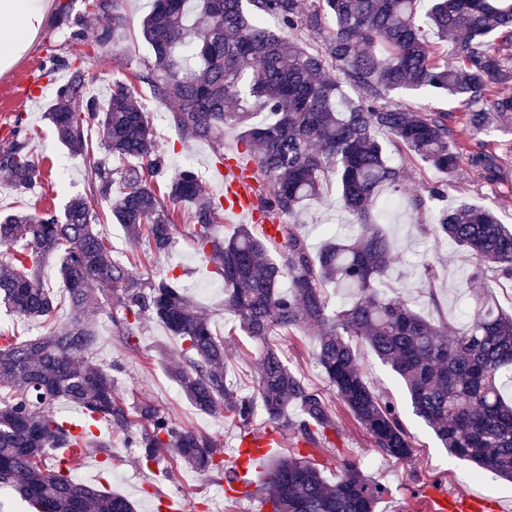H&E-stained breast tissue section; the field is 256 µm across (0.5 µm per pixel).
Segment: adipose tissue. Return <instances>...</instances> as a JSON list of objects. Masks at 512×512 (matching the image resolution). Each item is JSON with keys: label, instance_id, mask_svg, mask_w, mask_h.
I'll list each match as a JSON object with an SVG mask.
<instances>
[{"label": "adipose tissue", "instance_id": "obj_1", "mask_svg": "<svg viewBox=\"0 0 512 512\" xmlns=\"http://www.w3.org/2000/svg\"><path fill=\"white\" fill-rule=\"evenodd\" d=\"M44 0H0V15L9 26L0 29V67L8 68L25 50L44 18Z\"/></svg>", "mask_w": 512, "mask_h": 512}]
</instances>
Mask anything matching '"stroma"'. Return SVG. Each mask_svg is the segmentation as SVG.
Returning a JSON list of instances; mask_svg holds the SVG:
<instances>
[{"mask_svg": "<svg viewBox=\"0 0 512 512\" xmlns=\"http://www.w3.org/2000/svg\"><path fill=\"white\" fill-rule=\"evenodd\" d=\"M87 0H48L44 21L23 54L7 69L0 70V141L11 136L15 120L36 132L37 151L44 159L47 176L32 188L25 200L37 205L56 204L64 207L74 196L82 194L87 185L88 160L71 154L55 139L44 112L55 95L56 81L42 77L41 63L49 54L66 51L64 34L53 25L59 6H66L70 15L83 14ZM151 8V0H121L120 12L124 27L109 51L89 61L91 70L122 75L136 69L149 52L140 35L142 18ZM503 157V169L496 183L489 184L468 165H461L453 176L433 170L417 162H406L405 155L389 148L392 162L404 163L405 189L400 195L402 206L396 209L384 226L394 243L392 262L378 288L386 293L398 292L412 299L422 315L436 318L444 315L454 325H461L458 300L466 279L476 261L469 252L420 234L416 220L434 221L437 205L422 212L409 210L407 202L415 190L426 183L447 186L448 205L469 202L493 210L502 224L512 226V134L497 132L489 136ZM170 170L193 163L202 174L209 191L222 195L224 186L212 175L213 154L208 143L195 142L187 148L168 151ZM0 182V211L18 209L21 200ZM301 232L311 251H318L331 233L341 231L345 214L340 202L337 183H329L324 193L307 201L299 215ZM105 232L112 245V255L124 259L138 253L144 269L157 275L174 274L188 295L210 316L214 328L225 340L229 356L227 380L242 393H250L256 377V360L263 347L261 341L236 330L231 315L224 310V286L211 274L212 266L200 258L192 245L190 225L177 224L168 252L155 254L147 242L132 244L121 225H106ZM433 264L437 270L435 289L441 307L433 309L419 276L423 264ZM277 345L289 367L310 385L329 391L330 386L315 358L317 339L304 330L287 336H275ZM178 340L159 322L146 321L137 351L124 349L113 334L108 321H99L97 338L92 351L97 361L113 365L118 390L126 401L144 399L153 402L175 423L213 437L225 451H232L238 432L223 413L204 414L183 395L177 383L165 370L164 354L176 352ZM360 364L366 380L395 402L413 441V458L400 461L383 455L373 445L370 436L346 412L336 414L334 448L314 451L311 459L328 480H336L343 460L360 462L365 473L387 490L377 512H423L425 504L417 500L420 489L438 487L454 498L479 497L495 502L501 512H512V483L491 473H475L465 461L450 458L424 423L412 413L409 396L399 377L383 363L369 347L360 350ZM96 435L112 451L111 467H104L103 456L94 453L71 473L75 480L124 495L137 512H157L159 499L186 495L195 503L194 512H214V505L224 499V482L203 476L173 462L161 466H140L127 448L122 434L110 424L99 423Z\"/></svg>", "mask_w": 512, "mask_h": 512, "instance_id": "1", "label": "stroma"}]
</instances>
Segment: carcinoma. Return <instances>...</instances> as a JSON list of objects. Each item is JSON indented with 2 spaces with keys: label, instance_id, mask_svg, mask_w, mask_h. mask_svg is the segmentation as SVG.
Instances as JSON below:
<instances>
[{
  "label": "carcinoma",
  "instance_id": "obj_1",
  "mask_svg": "<svg viewBox=\"0 0 512 512\" xmlns=\"http://www.w3.org/2000/svg\"><path fill=\"white\" fill-rule=\"evenodd\" d=\"M199 11L201 20L188 22ZM86 13L106 24L94 34L102 52L115 40L123 17L118 0H88ZM68 40L84 44L80 18L61 12ZM278 19L279 27L265 19ZM327 29L320 47L306 33ZM141 35L151 59L112 79L101 102L87 91L84 57L49 55L41 66L58 84L46 112L57 141L76 155L92 153L85 194L63 210L0 212V307L23 320L46 321L68 308L65 321L43 336L22 339L0 330V488H8L28 512H135L121 494L76 483L47 464L49 452L94 445L112 463L108 446L91 427L107 421L125 436L142 466L170 453L202 474L226 477L224 450L202 432L186 430L152 403L126 404L112 368L93 360L101 318L118 342L137 348L145 318L180 341L169 372L186 398L206 414L224 411L242 431L255 416L291 433L294 443L334 447L336 409L322 390L288 367L283 353L266 346L257 363L253 393L228 386L224 339L173 275L156 278L135 261L112 258L97 225L113 220L136 243L147 238L160 254L172 243L176 218L193 225V246L224 283V310L240 330L266 341L304 328L318 336L316 360L338 404L384 455L406 461L411 436L391 398L366 381L359 349L369 346L402 380L414 415L422 419L452 458L512 480V402L501 378L512 376V313L500 307L488 283L474 274L470 310L462 328L448 335V322L433 321L401 296L379 291L392 259L388 234L372 222L383 187L397 193L405 169L392 164L379 134L392 146L438 172L453 174L467 161L489 182L498 179L500 157L464 140L449 112L417 111L390 100L396 90L427 89L462 106L466 127L479 133L512 123V0H153ZM447 48L453 66L441 62ZM336 67L343 80L326 76ZM348 83L355 96L346 95ZM172 104L170 125L183 147L205 141L214 163L232 158L242 170L254 166L256 209L273 232L250 224L224 231V200L203 177L185 167L168 173L138 87ZM271 115L253 122V106ZM99 129L92 146L87 131ZM239 130L243 149L224 154V128ZM336 175L348 226L347 242L334 236L317 254L294 218L303 203L321 194ZM43 162L22 116L0 143V178L19 196L41 180ZM445 193L426 184L413 196L418 211ZM426 235L466 249L477 268L512 283V231L493 212L466 203L439 209ZM54 255L62 283L45 286L40 260ZM97 285L100 295L90 292ZM353 291L331 309V293ZM66 401L82 412L71 420L54 411ZM300 412L288 416V406ZM386 489L355 462L342 464L328 481L297 453L274 457L264 504L271 512H375Z\"/></svg>",
  "mask_w": 512,
  "mask_h": 512
}]
</instances>
